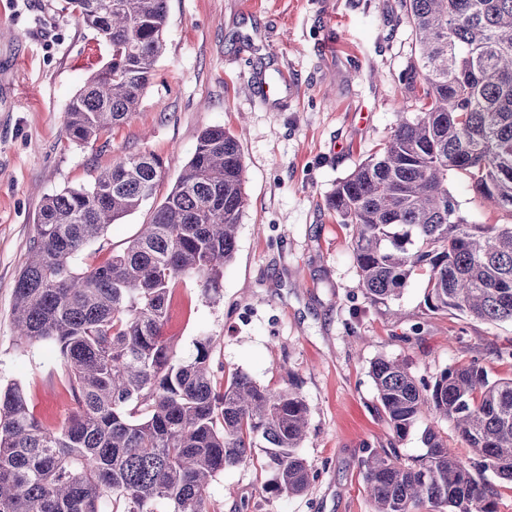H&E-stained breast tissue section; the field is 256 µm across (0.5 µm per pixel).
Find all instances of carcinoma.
I'll return each mask as SVG.
<instances>
[{"mask_svg":"<svg viewBox=\"0 0 512 512\" xmlns=\"http://www.w3.org/2000/svg\"><path fill=\"white\" fill-rule=\"evenodd\" d=\"M78 23L110 47L109 61L71 99L68 138L79 145L131 119L154 76L168 0H67ZM418 48L404 81L420 107L404 112L383 149L336 185L327 206L352 227L360 286L373 303L426 276L424 304L482 321H512V222L471 224L448 190L512 219V0H401ZM164 174L134 154L87 186L46 197L16 282V341L55 344L75 410L39 421L17 383L0 388V512H209L207 490L263 443L269 491L299 495L314 480L298 453L309 408L298 385L271 390L242 372L218 385L213 340L177 357L162 336L174 280L220 292L245 207L237 138L205 129L151 222L118 254L89 265L85 247L154 195ZM388 448L360 461L371 512H497L496 489L434 426L425 453L396 443L425 413L450 422L483 470L512 481V378L475 362L417 379L406 363L371 364Z\"/></svg>","mask_w":512,"mask_h":512,"instance_id":"cac0c4a2","label":"carcinoma"}]
</instances>
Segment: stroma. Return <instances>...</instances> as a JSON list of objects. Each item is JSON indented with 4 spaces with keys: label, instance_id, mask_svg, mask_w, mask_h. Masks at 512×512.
I'll list each match as a JSON object with an SVG mask.
<instances>
[{
    "label": "stroma",
    "instance_id": "1",
    "mask_svg": "<svg viewBox=\"0 0 512 512\" xmlns=\"http://www.w3.org/2000/svg\"><path fill=\"white\" fill-rule=\"evenodd\" d=\"M415 55L400 0H168L136 114L80 146L64 112L109 47L65 0H0V386L20 384L47 424L73 409L54 345L18 347L12 323L45 198L125 156L163 158L154 199L84 249V261L103 262L151 221L201 132L224 127L245 167L236 253L217 298L195 279L174 282L163 335L185 359L213 337L218 379L240 371L271 389L296 382L310 410L300 454L317 478L301 495L267 493L272 474L257 448L212 481L210 512H371L359 462L393 437L370 373L378 356L425 379L474 361L512 378V322L429 312L421 275L389 305L370 303L350 231L326 206L384 147L400 108L416 111L401 79Z\"/></svg>",
    "mask_w": 512,
    "mask_h": 512
}]
</instances>
